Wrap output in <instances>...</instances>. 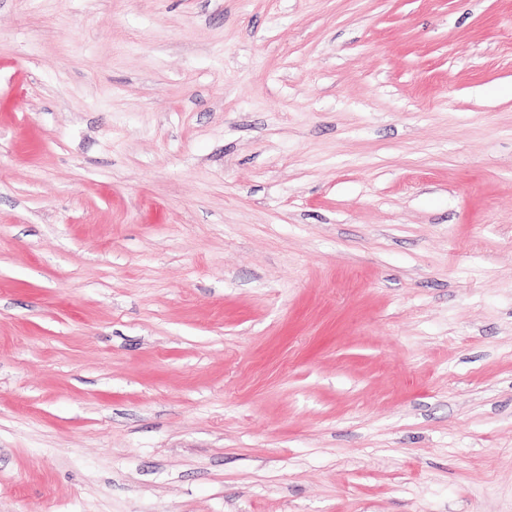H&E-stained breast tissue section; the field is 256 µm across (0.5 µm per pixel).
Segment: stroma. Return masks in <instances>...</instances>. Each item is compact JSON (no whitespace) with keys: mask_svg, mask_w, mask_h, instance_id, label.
I'll return each mask as SVG.
<instances>
[{"mask_svg":"<svg viewBox=\"0 0 512 512\" xmlns=\"http://www.w3.org/2000/svg\"><path fill=\"white\" fill-rule=\"evenodd\" d=\"M0 512H512V0H0Z\"/></svg>","mask_w":512,"mask_h":512,"instance_id":"1","label":"stroma"}]
</instances>
